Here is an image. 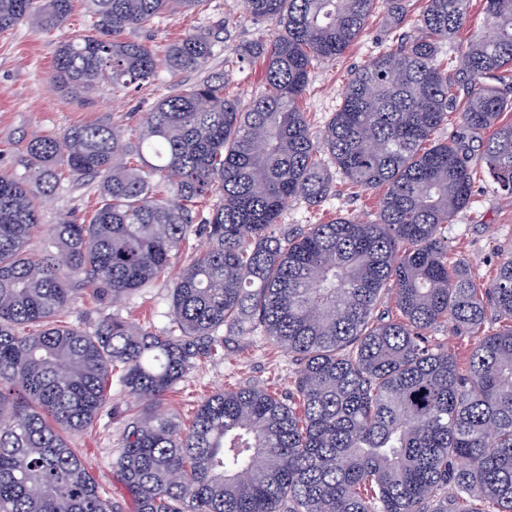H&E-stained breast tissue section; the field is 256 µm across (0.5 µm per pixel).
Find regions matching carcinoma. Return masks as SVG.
<instances>
[{
	"label": "carcinoma",
	"instance_id": "1",
	"mask_svg": "<svg viewBox=\"0 0 512 512\" xmlns=\"http://www.w3.org/2000/svg\"><path fill=\"white\" fill-rule=\"evenodd\" d=\"M87 2L90 32L59 45L49 79L71 96L153 80L152 47L119 35L204 0ZM470 2L426 0L414 32L351 74L316 134L300 107L311 71L362 35L379 0H242L275 29L236 49L263 65L252 99L226 94L229 73L207 74L145 113L134 147L114 123L86 124L31 140L27 177L0 172V512H121L68 440L114 383L131 398L113 463L130 512H512V255L480 293L448 264L442 233L478 172L512 194V124H499L512 99L497 85L512 78V0H483L492 35L456 46L465 97L440 59ZM72 9L0 0V32L55 29ZM213 43L188 33L164 65L202 71ZM453 112L460 131L442 137ZM64 175L100 179L98 205L51 225L53 250L32 256L39 200ZM338 177L384 188L375 219L272 232L288 203L319 206ZM215 195L206 242L173 283L175 331L62 320L74 283L112 304L165 275ZM490 311L506 321L492 333ZM445 325L474 339L463 367L432 343ZM226 328L288 348L293 390L227 388L186 425L165 416L187 371L224 356Z\"/></svg>",
	"mask_w": 512,
	"mask_h": 512
}]
</instances>
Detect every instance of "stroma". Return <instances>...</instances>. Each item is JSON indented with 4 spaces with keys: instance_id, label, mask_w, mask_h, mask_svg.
<instances>
[{
    "instance_id": "35a3bbf8",
    "label": "stroma",
    "mask_w": 512,
    "mask_h": 512,
    "mask_svg": "<svg viewBox=\"0 0 512 512\" xmlns=\"http://www.w3.org/2000/svg\"><path fill=\"white\" fill-rule=\"evenodd\" d=\"M91 27L82 0L62 26L43 30L21 24L0 33V167L16 176L27 174V146L31 139L62 134L75 126L94 122L114 123L126 130L128 141H135L141 116L178 85L191 86L199 73L172 74L159 69L156 78L140 86L117 89L108 85L88 97H70L51 91L48 77L59 44ZM210 28L215 33L213 55L207 70L229 72L228 94L249 99L260 93L261 62L235 63L226 69L225 59H233L239 45L270 36L268 24L246 18L240 0H205L191 12L163 15L153 26L126 30L125 38L151 46L164 55L169 43L185 34ZM388 7L376 9L367 26L347 51L318 63L311 72L302 100L313 130H322L340 103V94L351 73L372 56L392 44ZM99 192L97 180H62L54 193L43 199L40 229L27 242L30 253L41 254L48 238L47 226L66 216L84 217L94 209ZM474 203L447 224L443 235L448 242L449 262L464 264L475 287H487L494 279L502 258L512 253V195L493 190L487 179L474 183ZM381 190L354 196L344 183L319 207L293 202L283 218L289 227L327 222L337 215L374 219ZM172 275L148 283L113 305L96 303L85 286H78L64 318L73 326L93 331L106 316L117 315L146 326L164 336L172 326ZM298 366L287 350L267 343L263 336H225L222 359L206 362L187 371L183 381L169 392L162 412L186 421L192 408L203 398L234 386H255L284 394L293 387ZM129 400L120 387H112L111 400L86 431L71 434V446L80 452L91 475L113 501L122 502L113 489V468L125 427L124 410Z\"/></svg>"
}]
</instances>
